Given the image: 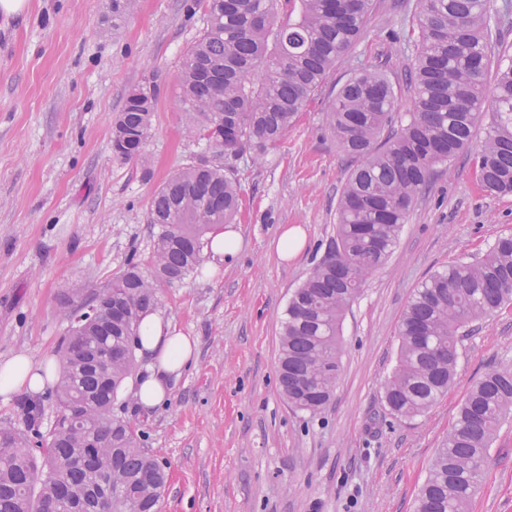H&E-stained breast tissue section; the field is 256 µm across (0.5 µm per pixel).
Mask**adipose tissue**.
Listing matches in <instances>:
<instances>
[{"mask_svg":"<svg viewBox=\"0 0 512 512\" xmlns=\"http://www.w3.org/2000/svg\"><path fill=\"white\" fill-rule=\"evenodd\" d=\"M134 345L145 369L129 384L134 403L142 410L164 404L174 385L197 356L196 337L184 334L156 312H147ZM50 365L25 353L0 361V394H36L53 382Z\"/></svg>","mask_w":512,"mask_h":512,"instance_id":"obj_1","label":"adipose tissue"}]
</instances>
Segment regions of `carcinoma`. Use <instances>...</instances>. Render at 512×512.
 <instances>
[{"label":"carcinoma","mask_w":512,"mask_h":512,"mask_svg":"<svg viewBox=\"0 0 512 512\" xmlns=\"http://www.w3.org/2000/svg\"><path fill=\"white\" fill-rule=\"evenodd\" d=\"M203 33L177 79L186 127L224 155L176 169L152 194L154 233L146 263L132 261L79 302L67 298L57 412L79 415L39 450L29 432L40 411L18 406L19 428L0 425V512H158L167 474L141 445L136 424L112 404L137 368L134 336L160 289L183 283L202 261L206 236L232 223L240 199L233 177L246 152L263 159L298 119L327 74L359 39L372 0H201ZM491 0H421L412 29L416 61L406 87L408 117L395 115L394 86L362 69L338 91L329 126L358 160L339 195L336 232L324 256L288 300L279 344V380L288 406L314 414L339 376L346 308L398 242L436 166L469 147L480 114L487 132L474 157L489 195L512 194V55L492 31ZM496 66L493 84L486 82ZM156 87L127 97L112 124V152L147 162ZM512 304V233L481 259H460L415 289L401 319L396 367L385 383L390 411L423 415L447 391L470 324ZM512 417V367L492 368L460 405L419 488L416 512H468L500 425Z\"/></svg>","instance_id":"carcinoma-1"}]
</instances>
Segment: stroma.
I'll use <instances>...</instances> for the list:
<instances>
[{"mask_svg": "<svg viewBox=\"0 0 512 512\" xmlns=\"http://www.w3.org/2000/svg\"><path fill=\"white\" fill-rule=\"evenodd\" d=\"M419 0H374L360 39L328 74L299 121L263 160L243 155L235 177L242 239L230 264L160 291L157 311L197 337L198 355L168 404L141 413L128 392L114 405L133 420L169 480L160 512H414L425 481L471 387L512 366V305L478 321L460 350L446 396L423 415L391 414L384 382L415 288L435 271L482 256L512 231V195L481 191L472 157L440 167L419 196L386 265L341 323L340 375L315 414L288 407L278 369L288 299L335 232L336 203L356 159L331 134L326 113L363 69L401 87L415 61ZM204 26L195 0H136L121 21L112 0H25L0 12V360L26 353L57 360L68 324L58 307L145 261L153 190L205 145L184 123L177 73ZM156 85L149 166L112 153V122L131 91ZM302 226L298 257L272 242ZM472 512H512V418L499 429Z\"/></svg>", "mask_w": 512, "mask_h": 512, "instance_id": "1", "label": "stroma"}]
</instances>
